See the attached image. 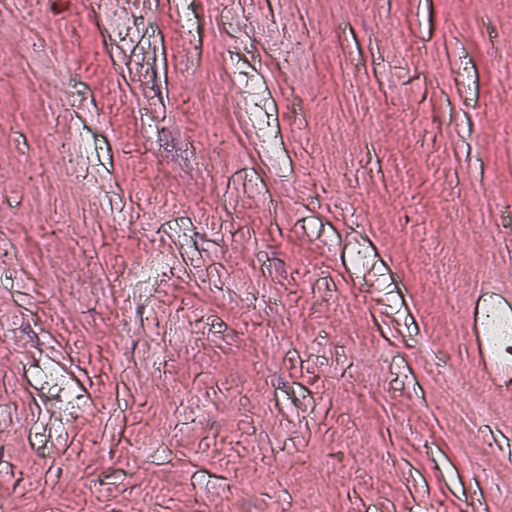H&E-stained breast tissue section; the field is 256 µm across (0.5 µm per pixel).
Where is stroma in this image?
<instances>
[{
	"label": "stroma",
	"mask_w": 512,
	"mask_h": 512,
	"mask_svg": "<svg viewBox=\"0 0 512 512\" xmlns=\"http://www.w3.org/2000/svg\"><path fill=\"white\" fill-rule=\"evenodd\" d=\"M511 58L512 0H0V512H512ZM483 328L486 340L490 339L496 350L502 344H512L511 321L494 302H489L486 306Z\"/></svg>",
	"instance_id": "stroma-1"
}]
</instances>
